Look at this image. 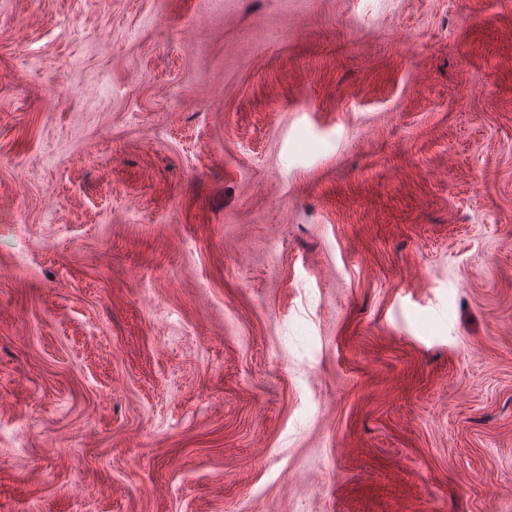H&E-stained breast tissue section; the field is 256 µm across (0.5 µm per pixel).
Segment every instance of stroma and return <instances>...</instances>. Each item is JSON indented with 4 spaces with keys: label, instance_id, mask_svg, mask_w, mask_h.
<instances>
[{
    "label": "stroma",
    "instance_id": "35a3bbf8",
    "mask_svg": "<svg viewBox=\"0 0 512 512\" xmlns=\"http://www.w3.org/2000/svg\"><path fill=\"white\" fill-rule=\"evenodd\" d=\"M0 512H512V0H0Z\"/></svg>",
    "mask_w": 512,
    "mask_h": 512
}]
</instances>
